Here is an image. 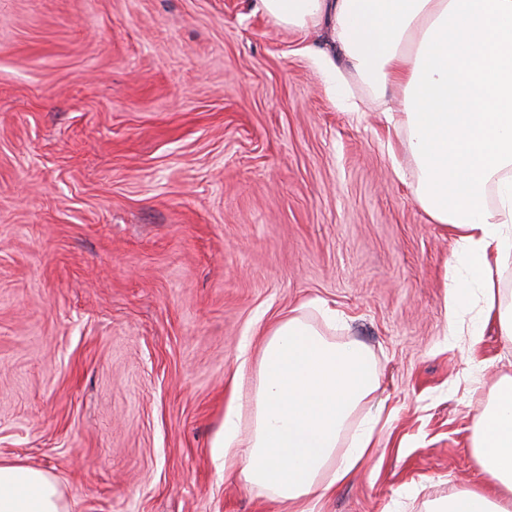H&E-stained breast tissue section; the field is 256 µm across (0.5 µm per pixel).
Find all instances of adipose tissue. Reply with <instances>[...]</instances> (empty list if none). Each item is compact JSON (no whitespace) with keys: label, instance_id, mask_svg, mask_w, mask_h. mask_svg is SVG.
Returning a JSON list of instances; mask_svg holds the SVG:
<instances>
[{"label":"adipose tissue","instance_id":"obj_1","mask_svg":"<svg viewBox=\"0 0 512 512\" xmlns=\"http://www.w3.org/2000/svg\"><path fill=\"white\" fill-rule=\"evenodd\" d=\"M259 7L291 29L326 28L338 54L313 50L324 75L337 77L341 59L378 96L401 91L398 124L416 163L417 199L433 223L456 233L444 283L448 333L470 335L460 312L479 304L512 342V300L497 278L512 258V0H259ZM332 323L292 314L268 333L248 400L250 435L240 441L233 405L215 443L221 471L281 501L333 492L375 446L373 424L352 422L374 399L379 370L363 344L330 338ZM473 447L489 487L428 501L423 512H512V377L475 416ZM0 512L66 510L50 474L0 460Z\"/></svg>","mask_w":512,"mask_h":512}]
</instances>
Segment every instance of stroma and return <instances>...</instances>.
Returning <instances> with one entry per match:
<instances>
[{"label": "stroma", "instance_id": "obj_1", "mask_svg": "<svg viewBox=\"0 0 512 512\" xmlns=\"http://www.w3.org/2000/svg\"><path fill=\"white\" fill-rule=\"evenodd\" d=\"M255 0H0V459L67 512H293L213 446L262 333L314 302L381 373L380 445L309 512L484 487L512 344L448 334L451 229L362 81L341 107Z\"/></svg>", "mask_w": 512, "mask_h": 512}]
</instances>
